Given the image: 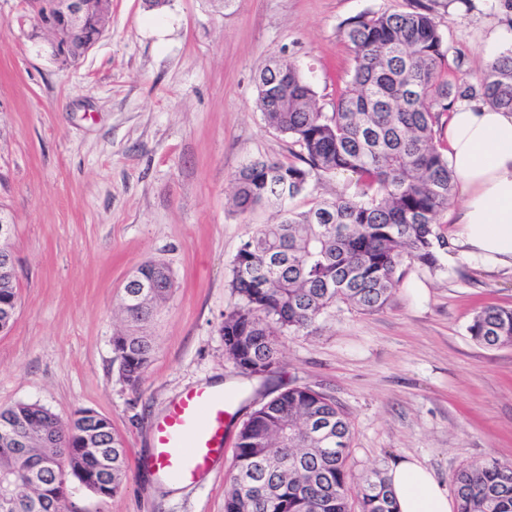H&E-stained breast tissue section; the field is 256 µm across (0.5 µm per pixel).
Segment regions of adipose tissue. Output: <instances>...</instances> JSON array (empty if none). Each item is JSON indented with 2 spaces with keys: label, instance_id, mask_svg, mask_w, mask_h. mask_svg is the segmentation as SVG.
<instances>
[{
  "label": "adipose tissue",
  "instance_id": "1",
  "mask_svg": "<svg viewBox=\"0 0 512 512\" xmlns=\"http://www.w3.org/2000/svg\"><path fill=\"white\" fill-rule=\"evenodd\" d=\"M448 161L463 199L456 222L471 255L512 266V112L457 103L446 128ZM399 512H453V500L419 461L389 470Z\"/></svg>",
  "mask_w": 512,
  "mask_h": 512
}]
</instances>
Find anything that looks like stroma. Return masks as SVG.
I'll return each instance as SVG.
<instances>
[{
	"label": "stroma",
	"mask_w": 512,
	"mask_h": 512,
	"mask_svg": "<svg viewBox=\"0 0 512 512\" xmlns=\"http://www.w3.org/2000/svg\"><path fill=\"white\" fill-rule=\"evenodd\" d=\"M448 48L443 75L475 82L501 0H425ZM414 0H112L102 38L76 64L52 57L22 0H0V212L15 226L19 308L0 333V406L40 404L61 419L92 408L128 450L121 491L101 499L72 485L77 512H224L237 428L200 483L172 485L139 464L171 401L224 382L239 419L291 386L331 397L351 422L355 473L413 458L442 487L463 467L512 461V346L476 343L468 326L486 306L512 308V267L464 256L452 197L439 216L441 268L404 265L389 304L364 313L340 303L311 334L279 339L268 380L237 375L219 331L235 299L232 261L266 204L241 214L232 176L256 160H295L300 148L270 128L256 78L274 56L297 65L319 107L348 87L347 22L407 11ZM339 172L288 200L305 211L353 192ZM164 263L174 288L146 323L155 353L138 388L122 379L112 338L127 277Z\"/></svg>",
	"instance_id": "stroma-1"
}]
</instances>
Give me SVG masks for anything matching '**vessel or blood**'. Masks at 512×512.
Returning <instances> with one entry per match:
<instances>
[{"instance_id":"obj_1","label":"vessel or blood","mask_w":512,"mask_h":512,"mask_svg":"<svg viewBox=\"0 0 512 512\" xmlns=\"http://www.w3.org/2000/svg\"><path fill=\"white\" fill-rule=\"evenodd\" d=\"M230 407L223 391L211 386L185 391L156 423L144 468L177 483L199 482L224 455Z\"/></svg>"}]
</instances>
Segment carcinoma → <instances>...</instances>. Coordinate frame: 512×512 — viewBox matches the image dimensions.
Listing matches in <instances>:
<instances>
[{
  "instance_id": "carcinoma-1",
  "label": "carcinoma",
  "mask_w": 512,
  "mask_h": 512,
  "mask_svg": "<svg viewBox=\"0 0 512 512\" xmlns=\"http://www.w3.org/2000/svg\"><path fill=\"white\" fill-rule=\"evenodd\" d=\"M345 36L354 54L351 89L321 111L296 65L273 57L257 78V103L267 124L300 147L299 163L253 161L233 175V204L246 213L284 202L311 181L337 172L358 177L340 194L306 211L285 210L258 226L232 264L237 302L224 313V348L238 372L263 378L279 368L277 337L299 335L328 308L347 303L383 309L405 261L431 271L447 242L437 232L454 174L437 144L439 121L459 100L512 112V52L488 64L474 83L441 75L448 48L431 9L416 0L405 12L352 19ZM151 282L124 287L122 310L134 323L150 319L168 299V268L146 261ZM18 287L0 284V332L13 327ZM468 332L487 347L512 346V309L477 311ZM124 381L138 387L152 357L148 337H113ZM320 423L332 438L308 431ZM26 429L17 447L0 435V512H73L68 482L105 499L126 479V449L108 417L90 408L62 422L49 409L17 402L0 407V432ZM350 423L327 395L289 387L255 408L241 424L224 512H397L394 493L377 471L350 465ZM457 512H512V462L490 458L454 478Z\"/></svg>"
}]
</instances>
